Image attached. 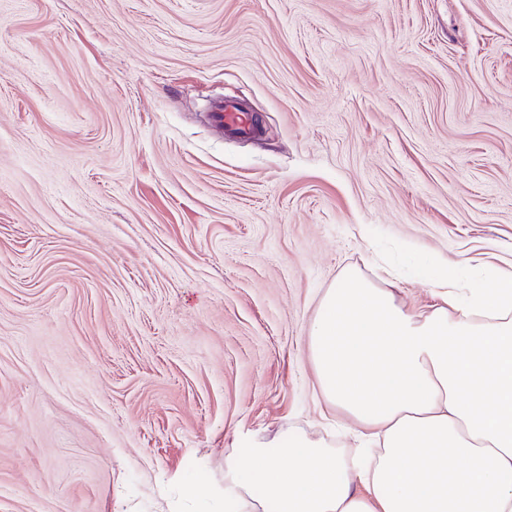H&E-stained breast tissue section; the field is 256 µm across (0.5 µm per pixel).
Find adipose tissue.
<instances>
[{
	"label": "adipose tissue",
	"instance_id": "obj_1",
	"mask_svg": "<svg viewBox=\"0 0 512 512\" xmlns=\"http://www.w3.org/2000/svg\"><path fill=\"white\" fill-rule=\"evenodd\" d=\"M346 272L307 347L320 392L353 424L345 453L291 428L242 439L224 512H512V272L448 266L411 311Z\"/></svg>",
	"mask_w": 512,
	"mask_h": 512
}]
</instances>
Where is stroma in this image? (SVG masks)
Segmentation results:
<instances>
[{
  "label": "stroma",
  "instance_id": "obj_1",
  "mask_svg": "<svg viewBox=\"0 0 512 512\" xmlns=\"http://www.w3.org/2000/svg\"><path fill=\"white\" fill-rule=\"evenodd\" d=\"M385 261L415 309L512 262V0H0V512H213L239 437L342 434L307 329ZM211 119L216 128L232 134H248L252 130V120L248 113L241 112L236 101L225 100L211 112Z\"/></svg>",
  "mask_w": 512,
  "mask_h": 512
}]
</instances>
